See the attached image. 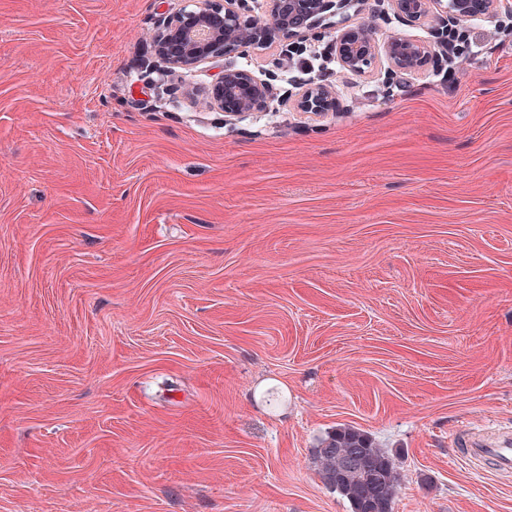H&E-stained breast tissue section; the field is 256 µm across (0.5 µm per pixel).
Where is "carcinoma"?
<instances>
[{"label": "carcinoma", "mask_w": 512, "mask_h": 512, "mask_svg": "<svg viewBox=\"0 0 512 512\" xmlns=\"http://www.w3.org/2000/svg\"><path fill=\"white\" fill-rule=\"evenodd\" d=\"M354 450L378 473L384 484L381 492L371 491L359 473L344 468V457ZM315 460L323 482L348 500L352 512H392L399 473L393 460L365 433L349 426L337 428L315 450Z\"/></svg>", "instance_id": "carcinoma-1"}]
</instances>
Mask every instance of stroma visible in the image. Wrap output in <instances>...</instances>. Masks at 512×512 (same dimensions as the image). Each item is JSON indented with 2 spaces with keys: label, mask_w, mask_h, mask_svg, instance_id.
Masks as SVG:
<instances>
[{
  "label": "stroma",
  "mask_w": 512,
  "mask_h": 512,
  "mask_svg": "<svg viewBox=\"0 0 512 512\" xmlns=\"http://www.w3.org/2000/svg\"><path fill=\"white\" fill-rule=\"evenodd\" d=\"M180 0H0V512H350L351 425L394 512H512L455 454L512 427V31L394 88L320 48L334 112L238 121L223 66L141 67ZM354 450L378 473L384 484L381 492L374 493L359 473L344 468V457ZM315 454L323 482L348 500L352 512H392L399 473L393 460L369 436L349 426L339 427L322 440Z\"/></svg>",
  "instance_id": "35a3bbf8"
}]
</instances>
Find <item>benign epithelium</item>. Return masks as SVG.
I'll use <instances>...</instances> for the list:
<instances>
[{
    "label": "benign epithelium",
    "mask_w": 512,
    "mask_h": 512,
    "mask_svg": "<svg viewBox=\"0 0 512 512\" xmlns=\"http://www.w3.org/2000/svg\"><path fill=\"white\" fill-rule=\"evenodd\" d=\"M175 13L155 19L149 74L165 77L179 68L192 70L213 59L240 58L272 46L288 56L318 37L326 18L346 10L354 0H262L268 16L261 21L255 0H184ZM382 12L392 13L412 28L428 31L429 38L392 32L384 38L375 28L359 23L336 29L329 43L340 72L362 76L384 66L387 86L415 75L427 63L437 65L463 52L464 24L490 15L512 19V0H379ZM271 83L249 69L228 65L212 83L208 105L235 117L272 112ZM296 107L314 116L336 107L330 84L321 77L308 79Z\"/></svg>",
    "instance_id": "7a95c632"
}]
</instances>
